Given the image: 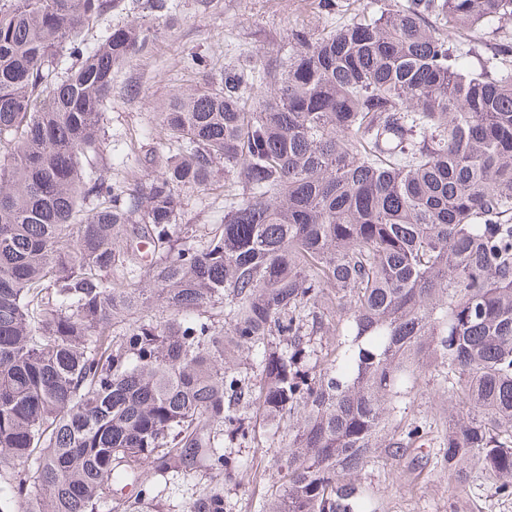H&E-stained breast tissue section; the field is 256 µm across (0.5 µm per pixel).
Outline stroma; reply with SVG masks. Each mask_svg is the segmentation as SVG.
I'll use <instances>...</instances> for the list:
<instances>
[{
  "instance_id": "stroma-1",
  "label": "stroma",
  "mask_w": 512,
  "mask_h": 512,
  "mask_svg": "<svg viewBox=\"0 0 512 512\" xmlns=\"http://www.w3.org/2000/svg\"><path fill=\"white\" fill-rule=\"evenodd\" d=\"M175 23L158 29L148 48L112 69L105 154L112 179L132 183L164 165L171 151L159 136L160 106L177 90L207 82V71L185 64L200 56L215 66L237 63L265 53L283 58L293 27L317 28L347 18L348 0H335L321 13L318 0H168ZM183 223L218 224L224 217V191L189 190L184 195ZM238 455L247 465L241 484L224 487L230 512H259L279 484V469L270 450L242 445ZM377 512H512V499L485 490L475 498L448 481L447 470L427 463L410 448L399 457L377 451L362 472Z\"/></svg>"
}]
</instances>
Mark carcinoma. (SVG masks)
<instances>
[{
    "label": "carcinoma",
    "instance_id": "1",
    "mask_svg": "<svg viewBox=\"0 0 512 512\" xmlns=\"http://www.w3.org/2000/svg\"><path fill=\"white\" fill-rule=\"evenodd\" d=\"M122 3L0 0V481L18 512H163L159 483L202 469L216 484L188 512H226L246 472L230 449L284 423L261 512H376L356 480L376 450L431 445L406 414L423 370L448 392L440 465L512 498V41L474 40L512 0H375L295 28L279 62L175 93L177 152L131 186L104 120L112 67L153 30L82 37ZM221 174L224 223H177ZM331 326L332 355L314 342Z\"/></svg>",
    "mask_w": 512,
    "mask_h": 512
}]
</instances>
